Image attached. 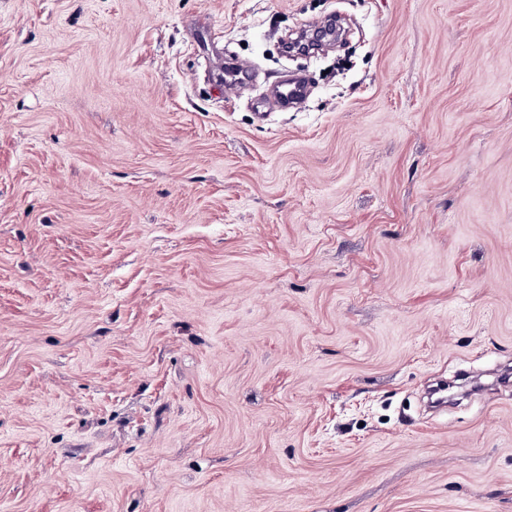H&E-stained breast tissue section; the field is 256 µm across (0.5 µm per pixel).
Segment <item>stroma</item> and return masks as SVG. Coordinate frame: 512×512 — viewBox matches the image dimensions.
<instances>
[{
	"mask_svg": "<svg viewBox=\"0 0 512 512\" xmlns=\"http://www.w3.org/2000/svg\"><path fill=\"white\" fill-rule=\"evenodd\" d=\"M509 363L512 0H0V512H512ZM307 93V82L303 75H290L286 79H279L268 89L261 106L275 107L281 110L295 108Z\"/></svg>",
	"mask_w": 512,
	"mask_h": 512,
	"instance_id": "1",
	"label": "stroma"
}]
</instances>
